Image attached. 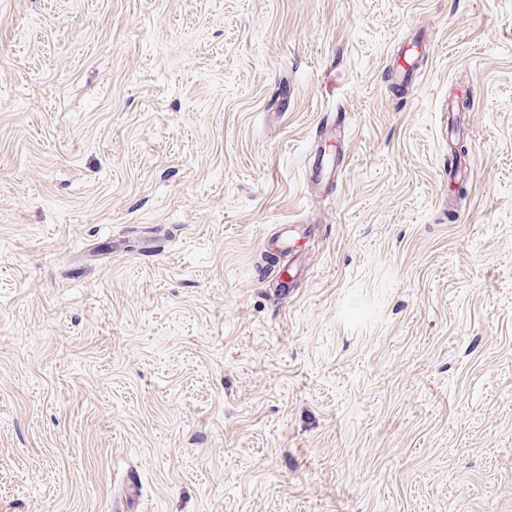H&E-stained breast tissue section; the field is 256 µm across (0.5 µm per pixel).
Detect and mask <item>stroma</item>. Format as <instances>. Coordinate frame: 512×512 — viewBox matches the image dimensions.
Masks as SVG:
<instances>
[{"mask_svg":"<svg viewBox=\"0 0 512 512\" xmlns=\"http://www.w3.org/2000/svg\"><path fill=\"white\" fill-rule=\"evenodd\" d=\"M131 482L130 512H512V0H0V512ZM411 48L409 49L408 47ZM426 51V44L424 40H415L404 46L402 49L398 51V53L393 57V72L397 75L400 83L398 85L399 88L404 89L405 85L402 83L405 80L410 79L415 72L419 69V60L424 55ZM303 224H290L288 229H285L275 240L269 241L268 253L270 254L271 267L273 270L279 268L284 263L285 259L288 258V264L290 263V255L293 251V239L296 236L305 235L309 230Z\"/></svg>","mask_w":512,"mask_h":512,"instance_id":"obj_1","label":"stroma"}]
</instances>
